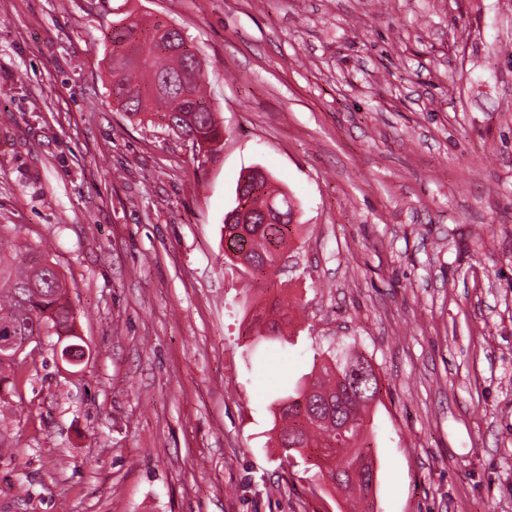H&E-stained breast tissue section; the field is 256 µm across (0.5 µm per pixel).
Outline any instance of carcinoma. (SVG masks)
<instances>
[{
	"instance_id": "carcinoma-1",
	"label": "carcinoma",
	"mask_w": 512,
	"mask_h": 512,
	"mask_svg": "<svg viewBox=\"0 0 512 512\" xmlns=\"http://www.w3.org/2000/svg\"><path fill=\"white\" fill-rule=\"evenodd\" d=\"M126 23L112 30L110 77L112 96L120 108L131 116L163 111L167 127L190 141L200 150L219 142L222 131L216 112L206 101L205 73L195 72L201 63L195 55L182 50V41L172 40L170 33L160 32L163 24L147 26L133 15ZM283 214H290L286 193L273 190L267 196L245 198L251 206H264L268 197ZM300 228L285 221L282 224H255L248 228L252 235L251 249L246 259L263 268L261 274H275L281 253ZM19 246L9 237L8 228L0 225V336H33L54 332L64 337L76 351V358L85 355L82 338L76 333L75 312L67 297L64 273L57 263L49 260L47 249L28 247L30 258L17 261ZM291 323L288 305L274 298L268 313L257 319L255 342L272 346L284 337ZM362 355L351 352L338 360L331 354L323 360L317 373H308L294 386L283 389L275 399L277 446L284 455L302 454L309 448H323L338 456V465L318 469L322 478L336 482L342 476L343 491L351 507L364 498V480L355 481L346 469L361 456L373 453L372 439L365 426L369 404L362 402L346 386L345 367L350 359ZM23 361L10 356L0 357V403L18 394L23 381L20 374ZM352 421V428L340 433L338 427Z\"/></svg>"
}]
</instances>
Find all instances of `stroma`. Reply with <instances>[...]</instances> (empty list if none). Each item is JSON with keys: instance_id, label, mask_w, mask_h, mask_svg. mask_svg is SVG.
I'll list each match as a JSON object with an SVG mask.
<instances>
[{"instance_id": "35a3bbf8", "label": "stroma", "mask_w": 512, "mask_h": 512, "mask_svg": "<svg viewBox=\"0 0 512 512\" xmlns=\"http://www.w3.org/2000/svg\"><path fill=\"white\" fill-rule=\"evenodd\" d=\"M183 30L209 155L112 102L128 12ZM261 168L290 269L224 263ZM46 244L87 353L30 345L0 512H341L276 445L329 352L375 367L373 512H512V0H0V225ZM287 299L288 341L248 331Z\"/></svg>"}]
</instances>
